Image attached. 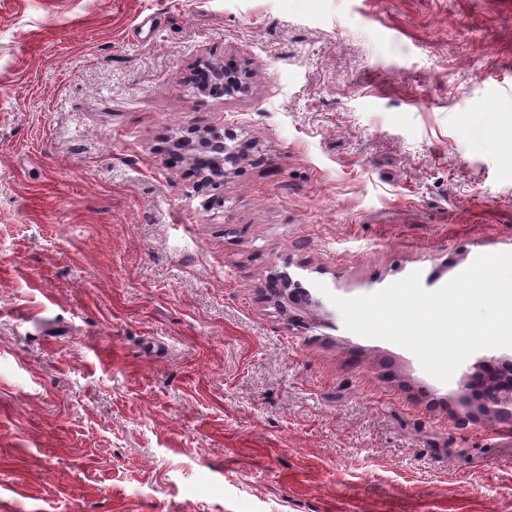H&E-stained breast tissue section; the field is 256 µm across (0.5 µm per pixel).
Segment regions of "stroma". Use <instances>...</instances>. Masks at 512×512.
<instances>
[{
	"label": "stroma",
	"mask_w": 512,
	"mask_h": 512,
	"mask_svg": "<svg viewBox=\"0 0 512 512\" xmlns=\"http://www.w3.org/2000/svg\"><path fill=\"white\" fill-rule=\"evenodd\" d=\"M501 252L512 0H0V512H512V348L442 383L332 302ZM213 135L222 137L224 135L223 156L220 158L213 155ZM231 137H233V134L229 129H224V133L216 131L192 132L190 136H185L176 143V146L184 150L189 159L192 160L196 176L200 178L201 186L214 187V190H217L224 183L228 165L234 166L239 161L241 153L237 147L226 143V140H231ZM200 162H203V164L201 165Z\"/></svg>",
	"instance_id": "35a3bbf8"
}]
</instances>
